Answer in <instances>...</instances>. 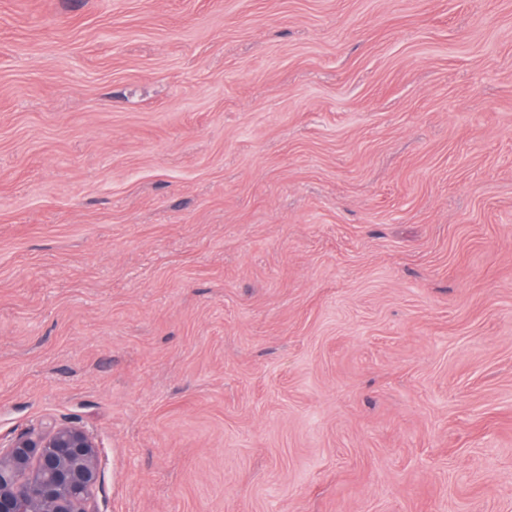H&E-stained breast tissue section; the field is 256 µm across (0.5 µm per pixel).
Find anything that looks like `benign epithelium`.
Wrapping results in <instances>:
<instances>
[{"instance_id":"1","label":"benign epithelium","mask_w":512,"mask_h":512,"mask_svg":"<svg viewBox=\"0 0 512 512\" xmlns=\"http://www.w3.org/2000/svg\"><path fill=\"white\" fill-rule=\"evenodd\" d=\"M97 445L84 427L51 420L0 445V512H96Z\"/></svg>"}]
</instances>
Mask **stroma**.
Listing matches in <instances>:
<instances>
[{"mask_svg":"<svg viewBox=\"0 0 512 512\" xmlns=\"http://www.w3.org/2000/svg\"><path fill=\"white\" fill-rule=\"evenodd\" d=\"M99 512H512V0H0V442ZM97 445L84 427L51 420L0 445V512H97Z\"/></svg>","mask_w":512,"mask_h":512,"instance_id":"obj_1","label":"stroma"}]
</instances>
